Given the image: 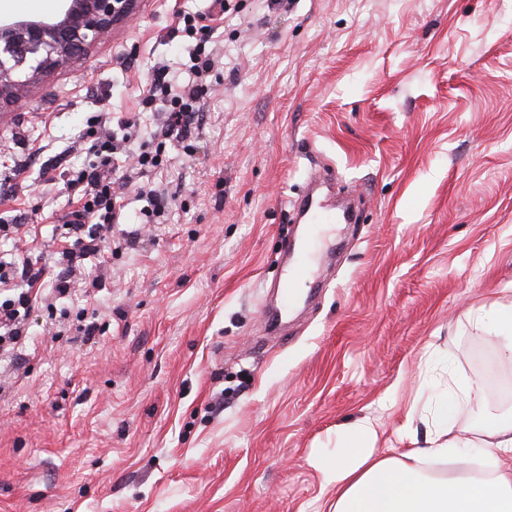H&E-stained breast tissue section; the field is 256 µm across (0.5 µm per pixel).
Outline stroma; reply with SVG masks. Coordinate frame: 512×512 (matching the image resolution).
<instances>
[{
    "instance_id": "1",
    "label": "stroma",
    "mask_w": 512,
    "mask_h": 512,
    "mask_svg": "<svg viewBox=\"0 0 512 512\" xmlns=\"http://www.w3.org/2000/svg\"><path fill=\"white\" fill-rule=\"evenodd\" d=\"M209 47L205 124L147 180L171 201L146 223L137 180L104 286L50 284L15 357L0 356V512H327L311 465L342 428L379 422L404 451L407 406L453 378L481 400L449 425L483 456L479 420L512 412V361L483 310L512 305V0H225ZM132 15L0 109V252L50 264L91 127L142 107L154 66L185 74L178 14ZM357 197L319 226L317 301L270 331L286 206L317 168ZM95 314L91 339L80 311Z\"/></svg>"
}]
</instances>
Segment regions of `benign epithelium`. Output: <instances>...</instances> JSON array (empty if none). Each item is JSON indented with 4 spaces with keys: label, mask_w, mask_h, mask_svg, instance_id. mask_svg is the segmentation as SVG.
I'll return each instance as SVG.
<instances>
[{
    "label": "benign epithelium",
    "mask_w": 512,
    "mask_h": 512,
    "mask_svg": "<svg viewBox=\"0 0 512 512\" xmlns=\"http://www.w3.org/2000/svg\"><path fill=\"white\" fill-rule=\"evenodd\" d=\"M135 3L59 0L51 17L0 18V106L25 99L32 84L69 64L128 18Z\"/></svg>",
    "instance_id": "obj_1"
}]
</instances>
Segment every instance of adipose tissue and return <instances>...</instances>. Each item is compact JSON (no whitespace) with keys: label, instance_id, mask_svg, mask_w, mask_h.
I'll use <instances>...</instances> for the list:
<instances>
[{"label":"adipose tissue","instance_id":"ef3b65f1","mask_svg":"<svg viewBox=\"0 0 512 512\" xmlns=\"http://www.w3.org/2000/svg\"><path fill=\"white\" fill-rule=\"evenodd\" d=\"M471 394L467 384L456 381L425 396L423 404L434 427L427 447L378 455L377 425L367 418L343 433L336 455H315L312 464L323 485L335 492L332 512H512V468L499 463L502 455L512 454L511 413H489L481 423L489 476L442 477L422 466L427 458L456 457L464 447V440L449 441L445 435Z\"/></svg>","mask_w":512,"mask_h":512}]
</instances>
